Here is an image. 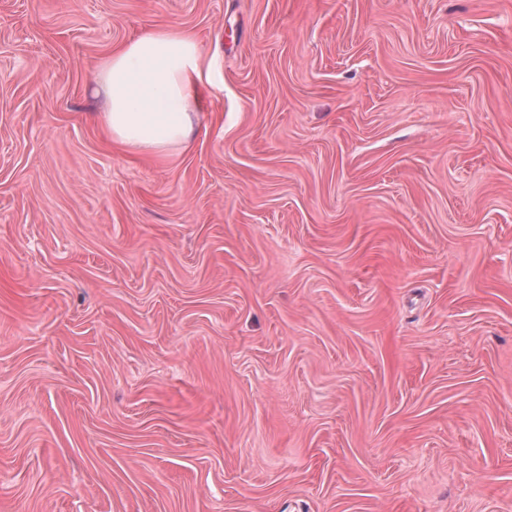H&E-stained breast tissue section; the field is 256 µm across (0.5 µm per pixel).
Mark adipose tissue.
<instances>
[{
  "label": "adipose tissue",
  "instance_id": "obj_1",
  "mask_svg": "<svg viewBox=\"0 0 512 512\" xmlns=\"http://www.w3.org/2000/svg\"><path fill=\"white\" fill-rule=\"evenodd\" d=\"M203 63L196 38L180 28H154L114 48L93 75L101 127L136 156L187 146L197 132Z\"/></svg>",
  "mask_w": 512,
  "mask_h": 512
}]
</instances>
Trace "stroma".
I'll return each mask as SVG.
<instances>
[{
	"label": "stroma",
	"instance_id": "35a3bbf8",
	"mask_svg": "<svg viewBox=\"0 0 512 512\" xmlns=\"http://www.w3.org/2000/svg\"><path fill=\"white\" fill-rule=\"evenodd\" d=\"M0 512H512V0H0ZM203 63L196 38L180 28H154L114 48L92 87L112 143L156 157L187 146L197 132Z\"/></svg>",
	"mask_w": 512,
	"mask_h": 512
}]
</instances>
